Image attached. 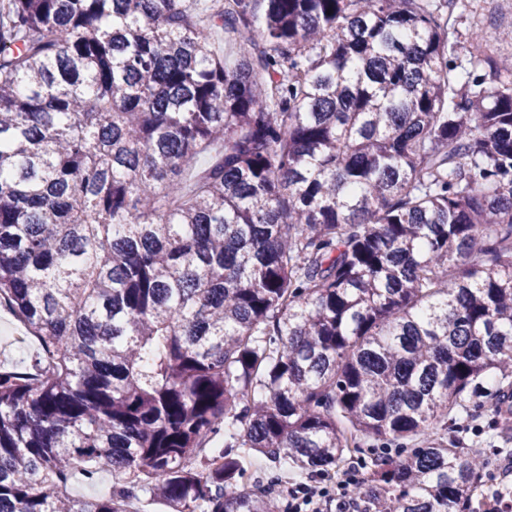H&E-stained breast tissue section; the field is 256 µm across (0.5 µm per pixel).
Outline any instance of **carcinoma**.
<instances>
[{
	"instance_id": "carcinoma-1",
	"label": "carcinoma",
	"mask_w": 512,
	"mask_h": 512,
	"mask_svg": "<svg viewBox=\"0 0 512 512\" xmlns=\"http://www.w3.org/2000/svg\"><path fill=\"white\" fill-rule=\"evenodd\" d=\"M217 3L0 0V304L42 349L0 512H288L246 453L470 512L484 451L433 428L509 430L512 58L482 27L455 85L431 0ZM122 479L120 473L110 470L98 472L93 479H86L76 474L67 483L65 492L70 497L78 499L105 496L112 493V486Z\"/></svg>"
}]
</instances>
